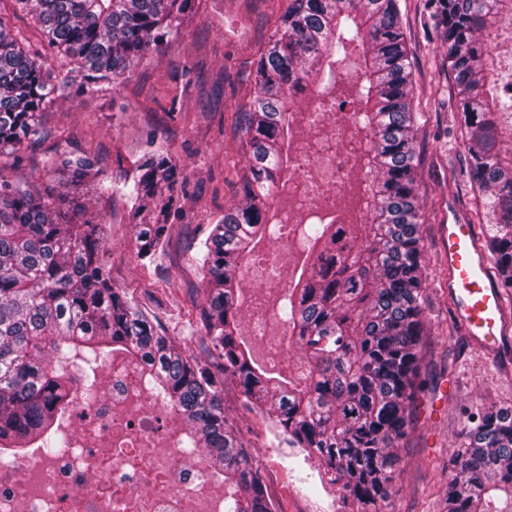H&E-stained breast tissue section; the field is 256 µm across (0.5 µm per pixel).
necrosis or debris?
Returning a JSON list of instances; mask_svg holds the SVG:
<instances>
[{
	"label": "necrosis or debris",
	"instance_id": "1",
	"mask_svg": "<svg viewBox=\"0 0 512 512\" xmlns=\"http://www.w3.org/2000/svg\"><path fill=\"white\" fill-rule=\"evenodd\" d=\"M330 145L300 157L280 194L284 223H307L319 184L335 186L336 219L350 223L360 171L345 130L336 129ZM106 374L105 393L77 413L72 450L54 458L28 451L0 464V512H224L223 477L205 455L179 448L177 419L167 423L162 450L151 448L156 426L135 366L117 358Z\"/></svg>",
	"mask_w": 512,
	"mask_h": 512
}]
</instances>
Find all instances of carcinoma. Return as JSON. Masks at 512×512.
<instances>
[{
  "mask_svg": "<svg viewBox=\"0 0 512 512\" xmlns=\"http://www.w3.org/2000/svg\"><path fill=\"white\" fill-rule=\"evenodd\" d=\"M196 0H14L52 52L83 73L72 89L53 82L48 60L30 53L0 17V155L39 135L59 98L85 96L101 82H125L176 30ZM425 24L446 47L471 186L481 193L485 242L498 279L512 289V111L486 60L505 0H426ZM359 47L355 81L338 72ZM318 89L316 109L352 99L350 143L360 151L354 185L357 224H293L300 273L275 303L306 362L288 375L255 364L241 334L244 274L264 242L282 235L276 191L297 172L291 143L299 96ZM238 126L249 155L242 198L202 242L199 332L216 371L174 343L136 299L112 284L104 225L81 200L122 193L130 205L136 256L153 261L182 210L184 176L167 149L150 145L122 185L107 183L94 159L63 152L46 167L61 187L15 182L0 167V455L70 447L63 417L98 393L99 371L121 355L182 424L179 443L207 453L224 475L227 512H276L256 454L224 409V384L241 406L268 416L271 446L298 448L338 486L352 512H383L423 386L425 252L416 169L413 69L398 0H288L256 63ZM448 512H512V409L481 405L468 414L454 450Z\"/></svg>",
  "mask_w": 512,
  "mask_h": 512,
  "instance_id": "carcinoma-1",
  "label": "carcinoma"
}]
</instances>
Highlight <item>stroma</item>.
Here are the masks:
<instances>
[{
  "instance_id": "35a3bbf8",
  "label": "stroma",
  "mask_w": 512,
  "mask_h": 512,
  "mask_svg": "<svg viewBox=\"0 0 512 512\" xmlns=\"http://www.w3.org/2000/svg\"><path fill=\"white\" fill-rule=\"evenodd\" d=\"M286 6L287 0H196L177 36L159 45L148 66L119 85L104 82L86 96L52 104L39 138L6 171L13 179L45 184V162L63 148L94 158L119 183L135 171L148 141L167 148L189 185L184 212L171 224L164 251L153 263L138 261L128 205L117 194L105 209L106 260L114 284L201 361L208 360L209 349L196 333L202 302L199 243L225 206L239 198L248 162L236 112L249 98L256 61ZM399 6L413 66L428 334L422 361L426 386L418 396L415 424L400 442L387 512H447L452 454L463 439L461 410L491 403L512 407V356L487 360L455 327L437 226L452 205L478 223V207L466 187L461 114L441 67L443 47L424 28L425 0H399ZM224 403L256 451L277 512L339 502L337 487L321 486L316 461L271 447L266 416L243 410L233 386H226Z\"/></svg>"
}]
</instances>
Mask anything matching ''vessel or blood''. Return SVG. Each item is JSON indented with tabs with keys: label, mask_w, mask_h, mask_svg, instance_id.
<instances>
[{
	"label": "vessel or blood",
	"mask_w": 512,
	"mask_h": 512,
	"mask_svg": "<svg viewBox=\"0 0 512 512\" xmlns=\"http://www.w3.org/2000/svg\"><path fill=\"white\" fill-rule=\"evenodd\" d=\"M438 232L454 321L462 335L490 357H499L512 349V310L491 275L476 227L452 209Z\"/></svg>",
	"instance_id": "obj_1"
}]
</instances>
